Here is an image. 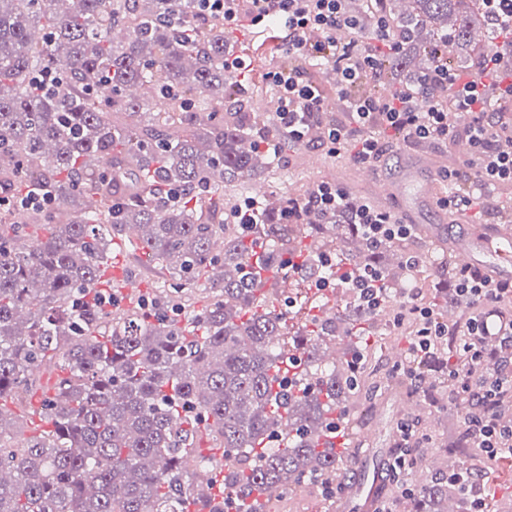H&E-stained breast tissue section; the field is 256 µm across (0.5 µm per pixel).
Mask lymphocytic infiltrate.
Here are the masks:
<instances>
[{
  "label": "lymphocytic infiltrate",
  "instance_id": "f902f5d3",
  "mask_svg": "<svg viewBox=\"0 0 512 512\" xmlns=\"http://www.w3.org/2000/svg\"><path fill=\"white\" fill-rule=\"evenodd\" d=\"M198 2L202 11L223 20L228 33L237 31L245 19L254 27L277 22L285 31L279 52L325 60L340 72L338 102L343 113L339 116L301 69L277 66L266 73L281 101L275 127L289 141L304 142L317 124L328 153L347 150L356 163L371 166L389 151L394 139L412 150L467 140L470 152L462 166L439 173L449 191L437 201L441 209L464 218L490 207L493 190L512 187V113L498 109L499 104L512 103V70L503 66L505 54H512V42L479 54L475 74L466 79L449 70V43L441 41L436 63L419 86L382 93L366 89L365 84L378 78L385 59L398 54L401 46L375 10L359 19L346 14L344 0H249L250 13L244 16L239 0ZM472 174L481 193L460 187ZM310 211L332 219L345 217L375 244H394L412 234L411 225L391 210L354 202L345 188L330 182L317 183L307 195L289 199L283 218L297 224ZM322 265L331 274L315 281L316 290L342 283L352 288L366 310L384 308L385 286L374 272L329 256ZM448 281L459 309L456 324L437 322L432 309L414 295L396 309L394 327L408 328L410 336V363L402 372L410 374L411 362L433 355L445 338H452L449 397L470 407L467 432L474 447L492 460L512 457V278L491 279L477 267L453 263ZM490 337L497 342L499 361L491 372L483 367L484 343Z\"/></svg>",
  "mask_w": 512,
  "mask_h": 512
}]
</instances>
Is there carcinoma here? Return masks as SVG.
<instances>
[{"mask_svg": "<svg viewBox=\"0 0 512 512\" xmlns=\"http://www.w3.org/2000/svg\"><path fill=\"white\" fill-rule=\"evenodd\" d=\"M380 5L403 49L381 85H414L438 39L457 69L474 61L473 0ZM46 72L62 82L41 91ZM247 93L224 71V22L193 0H0V194L46 193V208L0 209V512H256L278 487L342 484L343 457L321 440L345 427L363 388L351 339L376 316L347 305L305 317L294 353L293 297L278 293L295 256L300 272L336 257L373 269L400 296L409 269L390 245L353 224H284L258 202L260 223L224 222L237 196L277 158ZM181 192L178 201L162 189ZM107 224L132 226L134 249L170 272L155 293L179 311L112 313L99 304ZM312 238L311 243L303 239ZM226 267L199 309L181 296ZM340 344L326 364L322 345ZM55 359V393L35 413L47 424L20 438L5 401ZM442 468L411 482L410 512L470 508Z\"/></svg>", "mask_w": 512, "mask_h": 512, "instance_id": "carcinoma-1", "label": "carcinoma"}]
</instances>
